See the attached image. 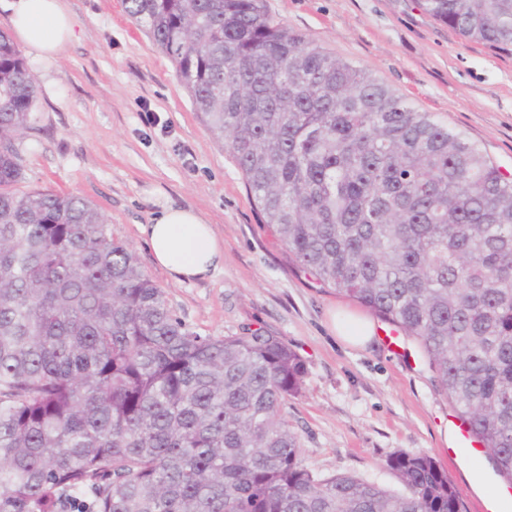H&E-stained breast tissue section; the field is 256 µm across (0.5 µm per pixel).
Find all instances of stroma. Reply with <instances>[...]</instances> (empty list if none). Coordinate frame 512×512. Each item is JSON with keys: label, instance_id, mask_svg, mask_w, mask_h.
Wrapping results in <instances>:
<instances>
[{"label": "stroma", "instance_id": "1", "mask_svg": "<svg viewBox=\"0 0 512 512\" xmlns=\"http://www.w3.org/2000/svg\"><path fill=\"white\" fill-rule=\"evenodd\" d=\"M66 5L76 37L58 57L20 50L38 95L16 142L17 192L93 203L192 331L222 337L248 326L288 342L306 362L303 391L285 412L309 468L395 490L388 455L425 452L466 512H483L498 490L491 466L447 455L458 412L437 390L419 343L408 337L397 348L381 339L361 350L332 336L328 311L357 302L320 286L289 255L172 62L123 0ZM264 10L465 133L512 173V51L461 38L418 0H264ZM164 204L195 209L223 239L224 265L209 279L179 283L153 262L139 227Z\"/></svg>", "mask_w": 512, "mask_h": 512}]
</instances>
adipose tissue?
I'll use <instances>...</instances> for the list:
<instances>
[{"label": "adipose tissue", "mask_w": 512, "mask_h": 512, "mask_svg": "<svg viewBox=\"0 0 512 512\" xmlns=\"http://www.w3.org/2000/svg\"><path fill=\"white\" fill-rule=\"evenodd\" d=\"M7 12V29L13 39L25 44L36 57L59 55L71 42L74 29L65 0H0ZM140 233L154 262L178 282L203 279L224 264V247L211 224L191 209H162ZM328 328L347 346L364 349L375 336L373 321L361 314L334 311Z\"/></svg>", "instance_id": "1"}]
</instances>
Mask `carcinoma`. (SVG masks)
<instances>
[{"instance_id": "cac0c4a2", "label": "carcinoma", "mask_w": 512, "mask_h": 512, "mask_svg": "<svg viewBox=\"0 0 512 512\" xmlns=\"http://www.w3.org/2000/svg\"><path fill=\"white\" fill-rule=\"evenodd\" d=\"M298 264L418 341L512 480V179L262 0H124ZM512 50V0H421ZM36 85L0 32V512H465L427 453L404 491L305 464L284 414L306 364L281 337L203 336L103 214L19 194Z\"/></svg>"}]
</instances>
